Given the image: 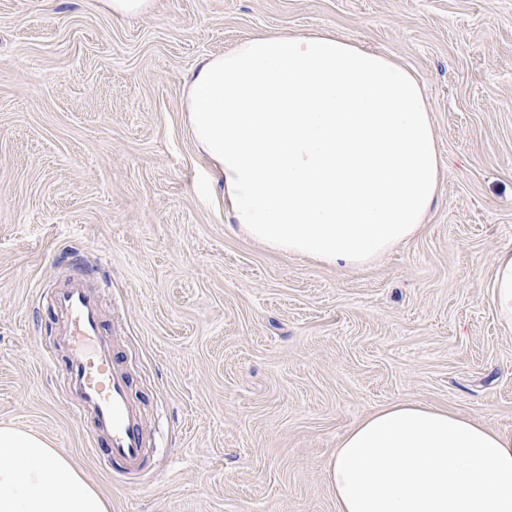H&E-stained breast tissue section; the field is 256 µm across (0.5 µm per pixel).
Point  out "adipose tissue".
Listing matches in <instances>:
<instances>
[{
	"instance_id": "1",
	"label": "adipose tissue",
	"mask_w": 512,
	"mask_h": 512,
	"mask_svg": "<svg viewBox=\"0 0 512 512\" xmlns=\"http://www.w3.org/2000/svg\"><path fill=\"white\" fill-rule=\"evenodd\" d=\"M187 122L229 223L284 255L361 268L418 237L443 165L417 79L388 57L315 32L261 34L203 58ZM512 325V250L493 274ZM327 473L336 512H512V433L393 402L341 439ZM0 512H107L35 435L0 426Z\"/></svg>"
}]
</instances>
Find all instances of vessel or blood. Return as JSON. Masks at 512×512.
I'll return each mask as SVG.
<instances>
[{"label":"vessel or blood","mask_w":512,"mask_h":512,"mask_svg":"<svg viewBox=\"0 0 512 512\" xmlns=\"http://www.w3.org/2000/svg\"><path fill=\"white\" fill-rule=\"evenodd\" d=\"M55 307L70 352L65 377L78 396L76 413L92 417L107 458L121 473H138L149 442L141 411L129 395V381L105 338L98 301L76 278L57 292Z\"/></svg>","instance_id":"obj_1"}]
</instances>
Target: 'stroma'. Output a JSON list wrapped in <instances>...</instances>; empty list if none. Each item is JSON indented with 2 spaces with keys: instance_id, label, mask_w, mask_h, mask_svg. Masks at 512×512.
Segmentation results:
<instances>
[{
  "instance_id": "1",
  "label": "stroma",
  "mask_w": 512,
  "mask_h": 512,
  "mask_svg": "<svg viewBox=\"0 0 512 512\" xmlns=\"http://www.w3.org/2000/svg\"><path fill=\"white\" fill-rule=\"evenodd\" d=\"M0 0V424L110 512H336L327 464L394 401L512 432V0ZM322 30L416 75L444 177L423 232L361 269L227 224L183 112L198 61ZM100 298L152 450L139 478L73 411L53 294ZM103 2L113 16L146 15L152 7V0H104ZM493 301L498 318L512 325V250L498 254L493 274Z\"/></svg>"
}]
</instances>
